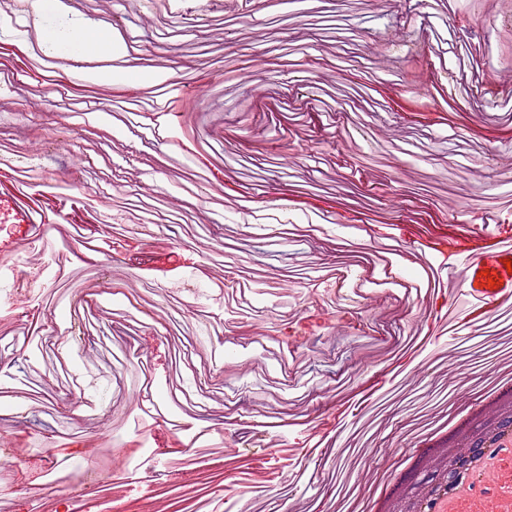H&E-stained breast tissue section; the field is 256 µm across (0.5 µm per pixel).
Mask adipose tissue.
I'll return each mask as SVG.
<instances>
[{
	"mask_svg": "<svg viewBox=\"0 0 512 512\" xmlns=\"http://www.w3.org/2000/svg\"><path fill=\"white\" fill-rule=\"evenodd\" d=\"M43 12L55 18L54 26L46 29L41 40L45 55L61 61H72L100 51L120 48L121 42L112 31L96 23L65 13L61 0H41Z\"/></svg>",
	"mask_w": 512,
	"mask_h": 512,
	"instance_id": "1",
	"label": "adipose tissue"
}]
</instances>
